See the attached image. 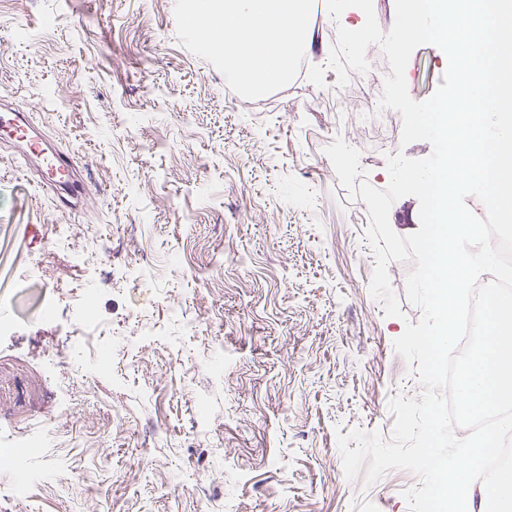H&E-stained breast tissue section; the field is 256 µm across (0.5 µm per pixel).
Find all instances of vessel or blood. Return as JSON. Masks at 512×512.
Masks as SVG:
<instances>
[{
    "label": "vessel or blood",
    "mask_w": 512,
    "mask_h": 512,
    "mask_svg": "<svg viewBox=\"0 0 512 512\" xmlns=\"http://www.w3.org/2000/svg\"><path fill=\"white\" fill-rule=\"evenodd\" d=\"M0 142L15 148L23 167H37L42 186L58 207L70 209L82 197L85 182L71 156L46 139L30 113L6 99L0 101Z\"/></svg>",
    "instance_id": "vessel-or-blood-1"
}]
</instances>
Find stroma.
<instances>
[{
  "label": "stroma",
  "mask_w": 512,
  "mask_h": 512,
  "mask_svg": "<svg viewBox=\"0 0 512 512\" xmlns=\"http://www.w3.org/2000/svg\"><path fill=\"white\" fill-rule=\"evenodd\" d=\"M175 0H0V95L31 110L90 183L57 211L0 147V437L44 438L42 473L0 512H409L404 472L348 481L337 432L390 436L423 388L394 350L375 258L324 153L343 113L330 45L308 82L230 102L176 37ZM447 58L416 48L428 99ZM109 251L81 259L88 239ZM97 287L95 327L79 296ZM112 365L66 380L70 344Z\"/></svg>",
  "instance_id": "35a3bbf8"
}]
</instances>
